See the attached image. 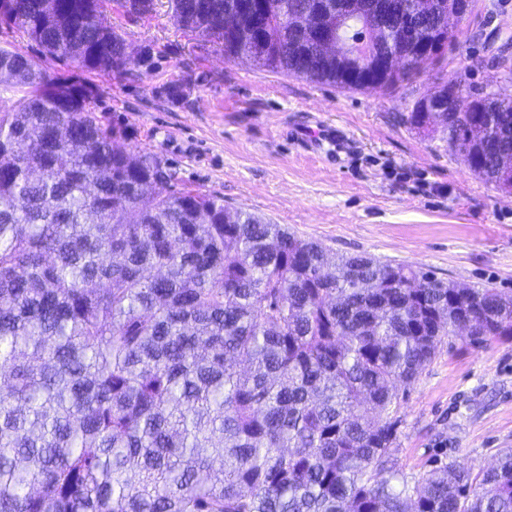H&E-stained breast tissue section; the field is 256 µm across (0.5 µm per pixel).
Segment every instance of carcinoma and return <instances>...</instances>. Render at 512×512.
Here are the masks:
<instances>
[{"label": "carcinoma", "mask_w": 512, "mask_h": 512, "mask_svg": "<svg viewBox=\"0 0 512 512\" xmlns=\"http://www.w3.org/2000/svg\"><path fill=\"white\" fill-rule=\"evenodd\" d=\"M103 0H0V21L89 70L134 62ZM126 17L155 0H117ZM167 0L176 24L271 72L341 88L360 54L411 52L400 26L434 29L447 0H398L386 29L331 26L342 58L281 14L336 0ZM267 57L256 54L259 42ZM23 91L0 96V512H512V450L474 474L434 467L409 488L388 466L392 415L463 320L469 342L512 341V296L317 242L223 200L171 192L162 162L102 127L83 85L50 94L33 60L0 49ZM448 149L512 192V100L473 95L440 119Z\"/></svg>", "instance_id": "cac0c4a2"}]
</instances>
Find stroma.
Returning <instances> with one entry per match:
<instances>
[{"mask_svg": "<svg viewBox=\"0 0 512 512\" xmlns=\"http://www.w3.org/2000/svg\"><path fill=\"white\" fill-rule=\"evenodd\" d=\"M106 17L148 65L87 71L0 24V47L90 88L101 124L157 157L172 188L284 225L340 255L407 264L512 296V193L471 173L441 133L411 126L415 100L447 84L512 99V0H471L442 63L392 89H343L228 59L179 29L167 0L137 21ZM390 464L414 485L435 463L476 471L512 448V342L446 338L400 401Z\"/></svg>", "mask_w": 512, "mask_h": 512, "instance_id": "35a3bbf8", "label": "stroma"}]
</instances>
